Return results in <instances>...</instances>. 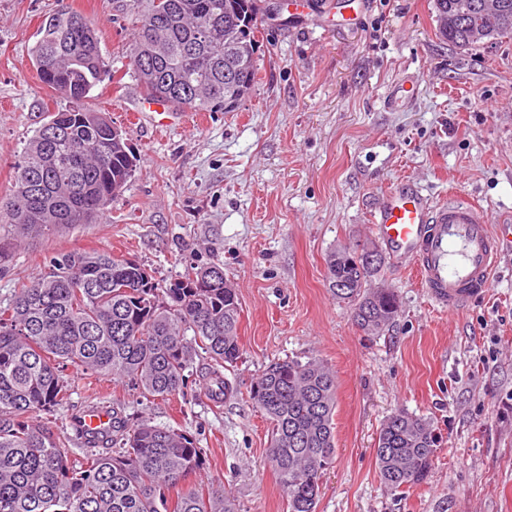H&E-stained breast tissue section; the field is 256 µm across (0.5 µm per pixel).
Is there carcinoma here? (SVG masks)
<instances>
[{
    "label": "carcinoma",
    "mask_w": 512,
    "mask_h": 512,
    "mask_svg": "<svg viewBox=\"0 0 512 512\" xmlns=\"http://www.w3.org/2000/svg\"><path fill=\"white\" fill-rule=\"evenodd\" d=\"M139 21L130 40L129 70L143 93L175 107L214 112L224 106V72L239 58V103L258 80L257 0H130ZM434 0L440 36L463 50L512 35V0ZM245 14L246 28H230ZM30 50L41 82L68 107L51 114L27 142L15 167L12 197L0 201V223L23 234H54L93 224L121 196L135 167L124 134L108 113L87 106L110 77L97 29L82 14L52 16ZM359 249L327 258L328 288L349 304L369 335L391 326L399 300L371 287L379 267L364 272ZM346 287L339 288L337 283ZM241 303L213 261L161 287L141 264L105 250L49 257L37 279L0 300V512H234L222 487L204 485L206 449L184 430L136 420L119 399L98 403L112 414L106 433L84 428L64 371L82 372L94 390L103 378L122 380L139 397L166 399L197 385L193 362H208L203 395L222 403L235 393L224 370L242 356ZM336 377L321 364L284 360L269 365L251 388L271 420L268 459L288 512H316L319 481L336 455ZM71 411V432L49 417ZM438 437L425 419L405 411L382 424L375 442L381 482L397 492L426 481ZM182 485L169 507L170 488Z\"/></svg>",
    "instance_id": "carcinoma-1"
}]
</instances>
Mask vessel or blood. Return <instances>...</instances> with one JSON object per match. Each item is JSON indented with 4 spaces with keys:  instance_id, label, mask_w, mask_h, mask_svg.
Instances as JSON below:
<instances>
[{
    "instance_id": "vessel-or-blood-1",
    "label": "vessel or blood",
    "mask_w": 512,
    "mask_h": 512,
    "mask_svg": "<svg viewBox=\"0 0 512 512\" xmlns=\"http://www.w3.org/2000/svg\"><path fill=\"white\" fill-rule=\"evenodd\" d=\"M371 228L396 259L413 264L430 300L453 314L485 295L503 243L512 242V221L493 222L481 204L454 193L435 202L410 178L384 192Z\"/></svg>"
}]
</instances>
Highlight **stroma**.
<instances>
[{"mask_svg": "<svg viewBox=\"0 0 512 512\" xmlns=\"http://www.w3.org/2000/svg\"><path fill=\"white\" fill-rule=\"evenodd\" d=\"M265 3L259 80L242 109L156 130L130 119L143 93L128 71L127 0H0V197L26 141L68 104L30 60L60 11L95 22L114 76L88 105L126 131L137 159L97 223L20 244L0 229V300L60 251H112L164 286L220 260L242 306V356L225 372L234 396L218 407L191 393L149 402L110 380L93 393L71 369L77 406L116 397L187 431L207 450L203 481L224 485L238 512H288L268 462L271 424L250 390L270 363L317 360L336 375V456L317 512H512V247L486 295L457 315L429 300L411 267L385 260L373 284L397 293L399 313L378 337L326 282L329 252L373 241L369 215L402 178L438 202L454 190L512 211V38L453 48L437 34L433 0H355L350 15L329 0ZM407 80L412 98L391 104ZM400 410L438 436L427 483L402 494L381 483L373 451Z\"/></svg>", "mask_w": 512, "mask_h": 512, "instance_id": "stroma-1", "label": "stroma"}]
</instances>
